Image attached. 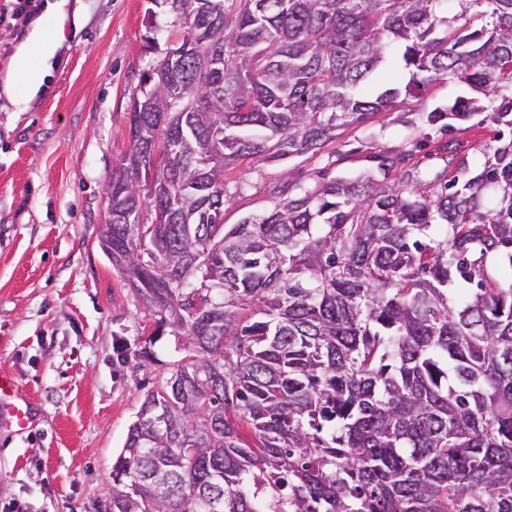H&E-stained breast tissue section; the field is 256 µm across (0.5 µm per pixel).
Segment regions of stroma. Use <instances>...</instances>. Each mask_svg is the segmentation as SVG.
I'll return each mask as SVG.
<instances>
[{
    "label": "stroma",
    "mask_w": 512,
    "mask_h": 512,
    "mask_svg": "<svg viewBox=\"0 0 512 512\" xmlns=\"http://www.w3.org/2000/svg\"><path fill=\"white\" fill-rule=\"evenodd\" d=\"M56 6L63 46L39 90L9 96L15 55L33 19L0 24V372L36 408L19 434L0 417V512H111L112 464L144 397L192 348L165 332L100 247L106 184L130 146L131 99L155 59L146 48L151 0H35ZM455 81L339 130L316 154L247 159L225 169V224L258 216L276 188L312 185L392 163L442 171L455 139L471 165L493 125L446 134L425 123L434 107L468 95Z\"/></svg>",
    "instance_id": "1"
}]
</instances>
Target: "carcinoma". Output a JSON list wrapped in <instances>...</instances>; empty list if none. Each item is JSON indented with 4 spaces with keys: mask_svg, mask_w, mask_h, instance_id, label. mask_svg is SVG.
I'll use <instances>...</instances> for the list:
<instances>
[{
    "mask_svg": "<svg viewBox=\"0 0 512 512\" xmlns=\"http://www.w3.org/2000/svg\"><path fill=\"white\" fill-rule=\"evenodd\" d=\"M459 2L169 0L189 48L132 98L112 257L194 356L144 397L112 512H512V0ZM393 45L409 80L370 87ZM448 80L484 103L426 122L497 126L477 171L382 161L224 230L227 166L313 154Z\"/></svg>",
    "mask_w": 512,
    "mask_h": 512,
    "instance_id": "obj_1",
    "label": "carcinoma"
}]
</instances>
